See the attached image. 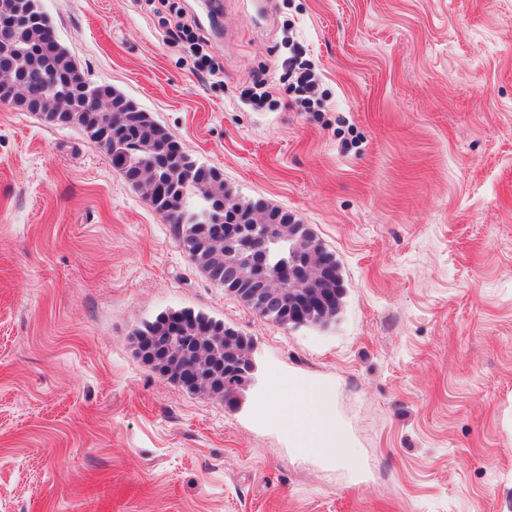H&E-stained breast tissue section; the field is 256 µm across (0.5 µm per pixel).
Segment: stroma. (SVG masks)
I'll return each instance as SVG.
<instances>
[{"mask_svg": "<svg viewBox=\"0 0 512 512\" xmlns=\"http://www.w3.org/2000/svg\"><path fill=\"white\" fill-rule=\"evenodd\" d=\"M178 2L222 73L159 0L45 6L89 80L311 227L342 306L259 316L80 128L0 105V512H512V0H221L217 29ZM169 308L252 337L237 408L142 363L132 331ZM295 378L348 458L293 447ZM302 53V49L297 48L295 55L288 59V68L295 74V89L306 92L314 88L316 79L310 66L301 60Z\"/></svg>", "mask_w": 512, "mask_h": 512, "instance_id": "obj_1", "label": "stroma"}]
</instances>
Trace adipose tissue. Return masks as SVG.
<instances>
[{
  "label": "adipose tissue",
  "instance_id": "adipose-tissue-1",
  "mask_svg": "<svg viewBox=\"0 0 512 512\" xmlns=\"http://www.w3.org/2000/svg\"><path fill=\"white\" fill-rule=\"evenodd\" d=\"M286 412L288 428L301 448L329 458L345 454L346 444L336 432L327 390L289 386Z\"/></svg>",
  "mask_w": 512,
  "mask_h": 512
}]
</instances>
